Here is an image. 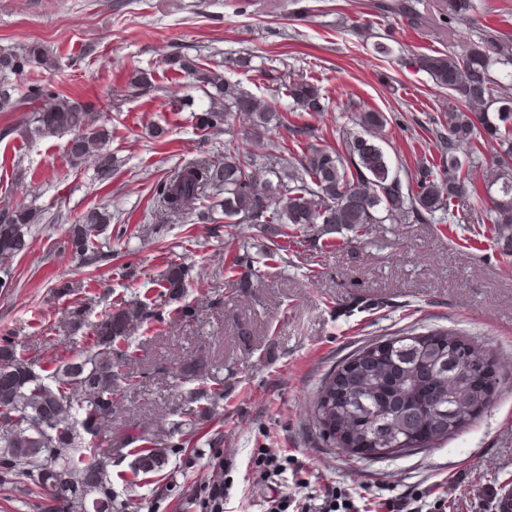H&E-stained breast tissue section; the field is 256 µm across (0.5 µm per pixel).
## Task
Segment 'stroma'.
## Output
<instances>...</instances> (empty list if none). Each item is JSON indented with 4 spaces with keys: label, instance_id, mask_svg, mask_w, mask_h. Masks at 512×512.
<instances>
[{
    "label": "stroma",
    "instance_id": "obj_1",
    "mask_svg": "<svg viewBox=\"0 0 512 512\" xmlns=\"http://www.w3.org/2000/svg\"><path fill=\"white\" fill-rule=\"evenodd\" d=\"M373 3L0 0V47L39 42L60 63L29 70L15 85L41 84L103 111L114 160L104 179L94 158L71 163L67 135L0 139V208L21 202L38 215L12 262V288L0 290V341L44 366L78 356L91 347L104 311L156 298L168 262L189 271L184 296L162 306L191 308L193 320L138 331L142 373L113 409L112 484L122 512H199L197 488L224 479L233 482L224 512H267L274 493L301 502L331 487L361 493L368 512H387V502L435 483L444 512H498L512 480V250L493 225L382 224L346 248L286 236L285 260L271 269L257 259L260 227L200 224L156 203V183L175 166L221 160L218 143L243 142L249 126L241 114L213 138L202 135L181 105L194 89L166 63L178 51L223 64L225 79L246 94L277 100L285 120L268 135V153L293 147L291 130L301 123L314 130L315 144L335 146L350 114L373 108L391 119L385 148L393 163L413 167L427 150L428 118L446 112L450 98L411 59L447 52L448 41L441 26L415 28ZM486 25L512 34V0H477L470 20L456 27L457 43ZM380 44L389 56L377 52ZM241 56L251 57V68L235 66ZM138 70L150 73L151 87L127 94ZM284 72L314 79L327 109L298 116L274 81ZM94 208L112 214L99 237L112 259L98 268L66 245L71 225ZM243 247L258 272L245 295L237 274L221 272L225 255ZM76 309L84 312L78 323L70 320ZM419 327L454 331L489 351L497 374L491 405L432 448L368 458L325 446L309 409L321 382L364 344ZM200 353L224 383L223 401L161 471L132 476L125 428L171 405L183 387L180 361ZM258 448L287 455L275 479L252 474Z\"/></svg>",
    "mask_w": 512,
    "mask_h": 512
}]
</instances>
